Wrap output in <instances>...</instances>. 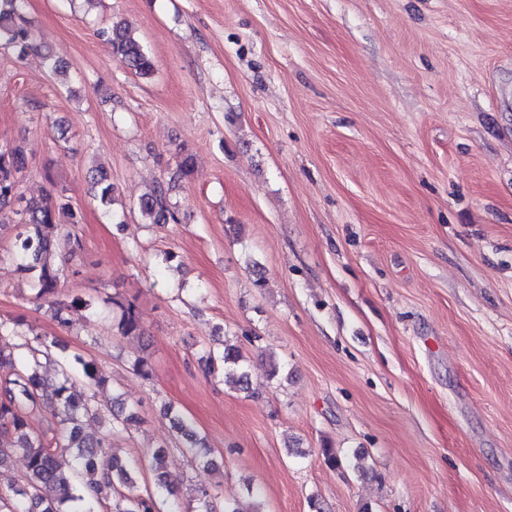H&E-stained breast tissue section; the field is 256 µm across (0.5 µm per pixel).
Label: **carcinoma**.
Instances as JSON below:
<instances>
[{
	"label": "carcinoma",
	"mask_w": 512,
	"mask_h": 512,
	"mask_svg": "<svg viewBox=\"0 0 512 512\" xmlns=\"http://www.w3.org/2000/svg\"><path fill=\"white\" fill-rule=\"evenodd\" d=\"M24 0H0V42L12 48L21 59L38 50L33 36L15 24ZM112 52L122 56L137 76L154 70L153 58L123 23L115 19L104 31ZM26 157L22 150L0 146V213L9 210V222L16 233L8 250L18 270L34 281V303L48 305L52 318L61 327L70 324V313L89 310L93 302L62 292L61 280L71 262L83 250L72 226L79 223L65 189L52 185L42 198H28L20 191ZM194 171V158L182 156L167 180L159 181L138 202L140 212L152 223L178 222L172 195L179 179ZM98 188L99 203L108 210L114 201L115 187L103 171L91 174ZM121 309L117 331L121 336L141 337L144 329L131 303L113 301ZM53 342L26 326L22 318L0 319V469L15 455L23 456L25 478L11 481L0 490V512H179L182 490H187L198 512H260L244 500L217 504L212 487L190 483L188 477L173 475L165 466L166 450L153 451L150 471L156 493L142 491L137 470L111 453L112 437L126 429L135 413L119 397L102 401L94 395L73 391L70 378L82 377L88 384L104 390L106 378L94 358L76 355L58 363L54 377L46 375ZM204 370L213 373L223 368L224 377L250 389L247 359L233 344L221 350L208 348L201 357ZM50 401L53 420L42 429H33L28 415ZM172 430L185 448L199 461L210 464L205 438L193 423L174 410L162 406ZM99 424L96 436L84 434L89 423ZM70 453V472L61 470L57 456Z\"/></svg>",
	"instance_id": "cac0c4a2"
}]
</instances>
